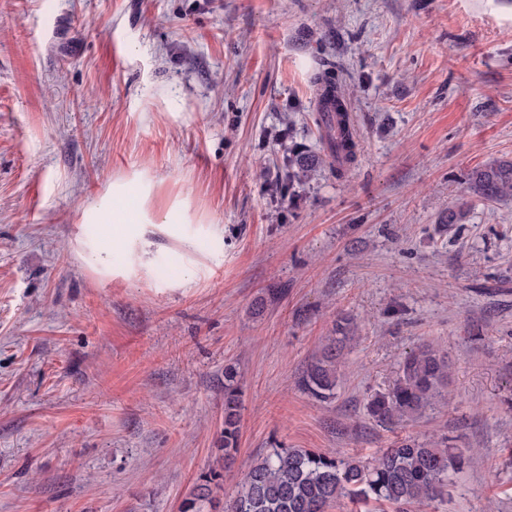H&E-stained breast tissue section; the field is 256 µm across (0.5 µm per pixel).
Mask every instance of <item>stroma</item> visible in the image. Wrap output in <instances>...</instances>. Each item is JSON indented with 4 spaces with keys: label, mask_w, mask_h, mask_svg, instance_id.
Returning <instances> with one entry per match:
<instances>
[{
    "label": "stroma",
    "mask_w": 512,
    "mask_h": 512,
    "mask_svg": "<svg viewBox=\"0 0 512 512\" xmlns=\"http://www.w3.org/2000/svg\"><path fill=\"white\" fill-rule=\"evenodd\" d=\"M339 68L359 154L315 121ZM320 158L294 193L288 148ZM512 158V0H0V512H224L273 447L364 461L447 438L468 459L419 512H512V198L439 219ZM140 174L182 195L191 251L89 260L84 207ZM355 326L336 397L299 380ZM451 363L448 401L386 426L366 404L406 352ZM244 384L225 468L224 364Z\"/></svg>",
    "instance_id": "35a3bbf8"
}]
</instances>
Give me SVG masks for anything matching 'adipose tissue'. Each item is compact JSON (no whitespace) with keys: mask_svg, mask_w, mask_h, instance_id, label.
I'll return each instance as SVG.
<instances>
[{"mask_svg":"<svg viewBox=\"0 0 512 512\" xmlns=\"http://www.w3.org/2000/svg\"><path fill=\"white\" fill-rule=\"evenodd\" d=\"M152 190V183L138 175L113 183L110 193L84 210V223L103 227L102 237L83 243L97 267L108 269L112 252L120 250L129 255L132 269L149 270L156 253L153 235L158 231L182 243L190 242L188 201L182 200L158 211L149 203Z\"/></svg>","mask_w":512,"mask_h":512,"instance_id":"ef3b65f1","label":"adipose tissue"}]
</instances>
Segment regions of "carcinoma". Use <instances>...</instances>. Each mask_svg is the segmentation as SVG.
I'll list each match as a JSON object with an SVG mask.
<instances>
[{"instance_id":"1","label":"carcinoma","mask_w":512,"mask_h":512,"mask_svg":"<svg viewBox=\"0 0 512 512\" xmlns=\"http://www.w3.org/2000/svg\"><path fill=\"white\" fill-rule=\"evenodd\" d=\"M321 108L319 121L325 125L324 144L342 176L357 161L358 142L353 126L333 114L342 113L345 92L329 73L319 77ZM319 158L301 147H288L281 181L288 188L309 181ZM468 194L478 202L512 198V158L496 159L473 169L466 178ZM349 326H336L320 355L309 365L301 380L312 398L328 402L335 398L340 351L348 339ZM450 365L444 354L426 344L408 353L399 364L392 385L368 403L369 415L392 424L413 419L430 406L447 402ZM243 409V384L234 363L224 365V460L231 461L239 450ZM464 451L448 445V439L427 442L407 438L386 448L373 460L331 456L310 449L273 448L252 466L236 493L225 502L224 512H326L333 503L387 504L392 512L441 499L448 494L453 476L462 469ZM209 477L196 486L186 502V512H202L210 499Z\"/></svg>"}]
</instances>
